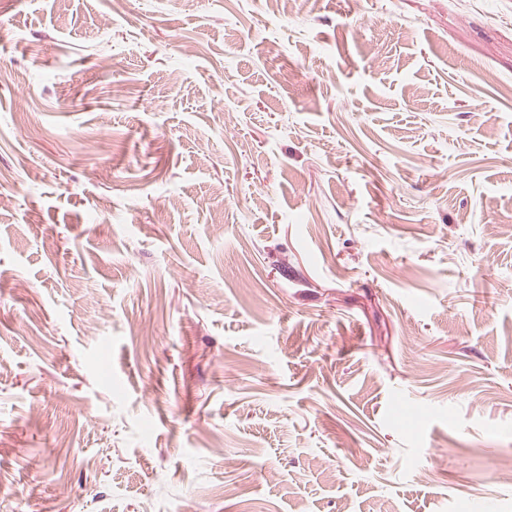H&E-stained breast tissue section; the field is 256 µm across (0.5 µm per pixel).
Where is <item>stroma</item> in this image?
<instances>
[{
	"instance_id": "35a3bbf8",
	"label": "stroma",
	"mask_w": 512,
	"mask_h": 512,
	"mask_svg": "<svg viewBox=\"0 0 512 512\" xmlns=\"http://www.w3.org/2000/svg\"><path fill=\"white\" fill-rule=\"evenodd\" d=\"M511 462L512 0H0V512H512Z\"/></svg>"
}]
</instances>
